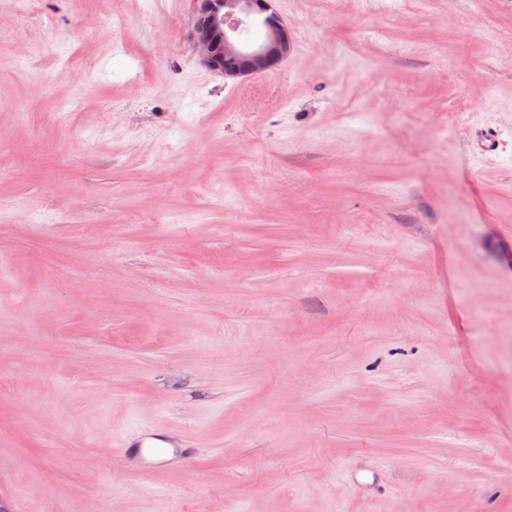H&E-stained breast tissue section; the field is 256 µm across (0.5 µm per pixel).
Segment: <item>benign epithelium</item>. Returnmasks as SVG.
Instances as JSON below:
<instances>
[{"label":"benign epithelium","mask_w":512,"mask_h":512,"mask_svg":"<svg viewBox=\"0 0 512 512\" xmlns=\"http://www.w3.org/2000/svg\"><path fill=\"white\" fill-rule=\"evenodd\" d=\"M239 21L254 24L256 40L239 36ZM190 37L200 63L226 78L275 68L288 58L292 43V32L271 0H201Z\"/></svg>","instance_id":"1"}]
</instances>
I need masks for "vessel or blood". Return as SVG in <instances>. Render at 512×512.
<instances>
[{
    "label": "vessel or blood",
    "mask_w": 512,
    "mask_h": 512,
    "mask_svg": "<svg viewBox=\"0 0 512 512\" xmlns=\"http://www.w3.org/2000/svg\"><path fill=\"white\" fill-rule=\"evenodd\" d=\"M117 451L128 469L145 474L168 467L173 460L187 468L198 457V451L190 437L179 435L171 441L149 426L140 429L137 439H127L119 443Z\"/></svg>",
    "instance_id": "obj_1"
}]
</instances>
